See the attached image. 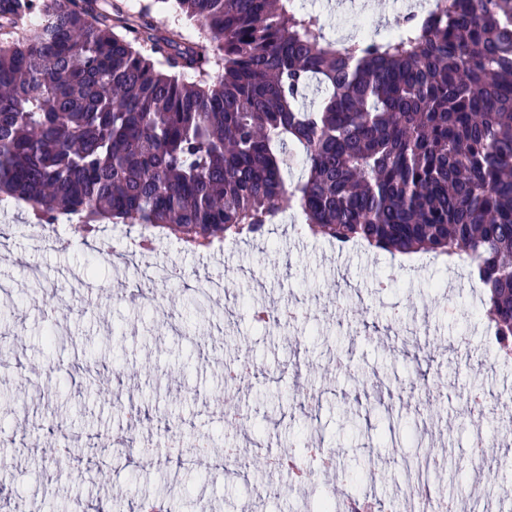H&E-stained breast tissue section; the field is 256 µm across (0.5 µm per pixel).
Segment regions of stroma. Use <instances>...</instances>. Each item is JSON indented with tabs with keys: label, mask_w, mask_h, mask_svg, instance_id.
<instances>
[{
	"label": "stroma",
	"mask_w": 512,
	"mask_h": 512,
	"mask_svg": "<svg viewBox=\"0 0 512 512\" xmlns=\"http://www.w3.org/2000/svg\"><path fill=\"white\" fill-rule=\"evenodd\" d=\"M327 33L348 21L349 34L375 33L401 14L397 0H305ZM30 220L0 228V280L11 282L0 302V429L16 434L0 444V484L7 512H69L73 497L91 505L133 487L165 496L168 452L126 457L100 482L93 447L122 424V408L149 414L141 438L160 444L170 429L183 440L210 435L215 450L235 445L249 468L217 473L216 459L189 465L180 496L208 500L211 512H309L327 492L368 497L375 505L398 500L410 508L406 467L417 447L445 457L426 472L440 494L459 507L493 502L512 512V364L492 358L483 332L486 308L467 268L423 265L422 254L372 249L339 251L326 241L297 235L288 223L267 225L263 236L242 240L222 256L163 247L152 259L182 272L180 281H156L132 299L139 261H117L97 237L65 245L46 239L40 267L21 262L30 253ZM207 276L233 280L223 297L198 292ZM73 282L74 300L58 310L56 283ZM288 303L313 310L290 325L253 322V303ZM251 356L259 369L234 398L249 412L226 429L224 365ZM111 399H104V389ZM486 399L488 414L464 413L467 391ZM81 435L79 475L42 450L43 428ZM482 434V458L468 439ZM328 448L337 469L357 473L338 483L335 472L296 486L279 483L274 499L251 496L268 473L254 455Z\"/></svg>",
	"instance_id": "1"
}]
</instances>
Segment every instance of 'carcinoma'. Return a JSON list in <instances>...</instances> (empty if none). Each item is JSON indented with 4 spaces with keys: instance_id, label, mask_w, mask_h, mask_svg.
<instances>
[{
    "instance_id": "obj_1",
    "label": "carcinoma",
    "mask_w": 512,
    "mask_h": 512,
    "mask_svg": "<svg viewBox=\"0 0 512 512\" xmlns=\"http://www.w3.org/2000/svg\"><path fill=\"white\" fill-rule=\"evenodd\" d=\"M32 15L0 48V201L186 246L261 236L296 207L339 247L468 263L512 354V0H435L399 37L344 43L298 0H151L133 21L0 0V28ZM201 440L174 449L170 488Z\"/></svg>"
}]
</instances>
